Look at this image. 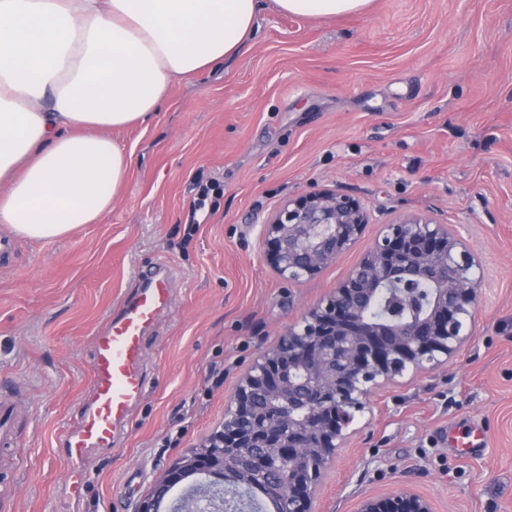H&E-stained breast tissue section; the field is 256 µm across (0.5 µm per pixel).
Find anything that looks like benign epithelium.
Listing matches in <instances>:
<instances>
[{"mask_svg": "<svg viewBox=\"0 0 512 512\" xmlns=\"http://www.w3.org/2000/svg\"><path fill=\"white\" fill-rule=\"evenodd\" d=\"M370 223L356 197L330 189L288 199L263 224L262 258L284 280L320 274ZM483 273L448 224L407 216L382 226L345 279L289 324L239 378L224 423L170 465L134 512H256L250 491L279 480L270 512H314L316 487L371 397L410 370L448 362L472 338ZM423 282L418 315H373L381 293ZM356 512H435L400 485L360 498Z\"/></svg>", "mask_w": 512, "mask_h": 512, "instance_id": "1", "label": "benign epithelium"}]
</instances>
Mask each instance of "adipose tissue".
<instances>
[{
  "mask_svg": "<svg viewBox=\"0 0 512 512\" xmlns=\"http://www.w3.org/2000/svg\"><path fill=\"white\" fill-rule=\"evenodd\" d=\"M316 19L371 0H273ZM263 0H0V224L55 239L109 211L131 158L108 130L151 121L178 79L232 59Z\"/></svg>",
  "mask_w": 512,
  "mask_h": 512,
  "instance_id": "1",
  "label": "adipose tissue"
}]
</instances>
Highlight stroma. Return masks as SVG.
<instances>
[{
  "instance_id": "1",
  "label": "stroma",
  "mask_w": 512,
  "mask_h": 512,
  "mask_svg": "<svg viewBox=\"0 0 512 512\" xmlns=\"http://www.w3.org/2000/svg\"><path fill=\"white\" fill-rule=\"evenodd\" d=\"M132 157L112 208L56 240L11 235L0 261V402L14 406L0 512H133L157 476L202 447L260 348L334 288L381 225L423 214L478 255L473 341L446 365L377 393L339 449L316 512H355L399 485L437 512H512V0H373L313 19L267 4L228 65L177 82L147 124L112 131ZM219 181L192 212L197 182ZM358 197L371 222L314 278L259 257L262 226L291 197ZM171 265L174 303L144 342L146 389L118 448L64 494L59 430L91 381V342Z\"/></svg>"
}]
</instances>
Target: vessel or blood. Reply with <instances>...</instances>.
<instances>
[{"mask_svg":"<svg viewBox=\"0 0 512 512\" xmlns=\"http://www.w3.org/2000/svg\"><path fill=\"white\" fill-rule=\"evenodd\" d=\"M172 280L173 271L164 263L142 272L136 294L93 338L90 395L78 421L61 433L72 498L84 493V465L91 452L119 443L130 411L145 391L143 343L171 305Z\"/></svg>","mask_w":512,"mask_h":512,"instance_id":"obj_1","label":"vessel or blood"}]
</instances>
